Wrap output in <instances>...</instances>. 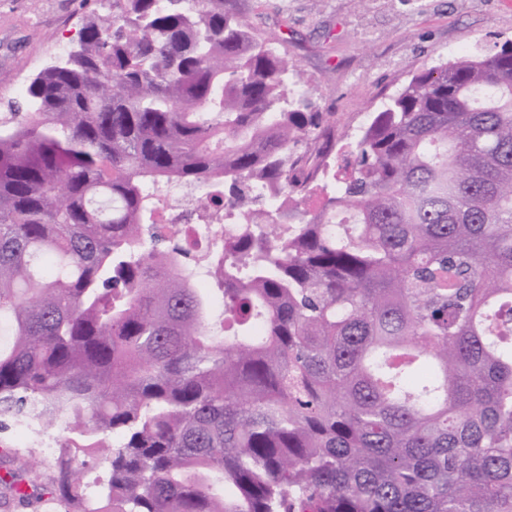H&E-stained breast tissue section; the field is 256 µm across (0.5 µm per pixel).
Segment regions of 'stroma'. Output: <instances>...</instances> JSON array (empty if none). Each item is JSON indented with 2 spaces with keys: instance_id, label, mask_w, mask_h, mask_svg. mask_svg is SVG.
I'll list each match as a JSON object with an SVG mask.
<instances>
[{
  "instance_id": "1",
  "label": "stroma",
  "mask_w": 512,
  "mask_h": 512,
  "mask_svg": "<svg viewBox=\"0 0 512 512\" xmlns=\"http://www.w3.org/2000/svg\"><path fill=\"white\" fill-rule=\"evenodd\" d=\"M260 38L288 53L309 95L329 118L336 149L328 165L351 163L371 112L418 70L512 40V0H227ZM81 0H0V113L37 72L77 40ZM62 429L0 432V476L28 469L52 477Z\"/></svg>"
}]
</instances>
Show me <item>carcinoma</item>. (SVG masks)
<instances>
[{
	"label": "carcinoma",
	"instance_id": "obj_1",
	"mask_svg": "<svg viewBox=\"0 0 512 512\" xmlns=\"http://www.w3.org/2000/svg\"><path fill=\"white\" fill-rule=\"evenodd\" d=\"M113 2L0 118V417L63 423L50 498L512 512V43L414 73L327 183L287 53L224 0ZM174 183L236 225L218 334Z\"/></svg>",
	"mask_w": 512,
	"mask_h": 512
}]
</instances>
